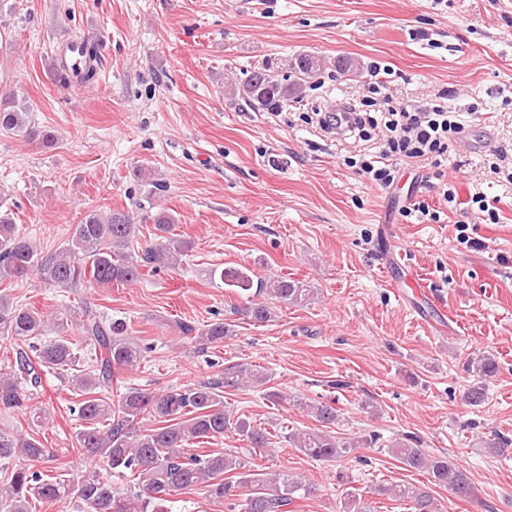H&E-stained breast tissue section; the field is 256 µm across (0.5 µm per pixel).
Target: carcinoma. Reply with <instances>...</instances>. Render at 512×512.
<instances>
[{"instance_id": "1", "label": "carcinoma", "mask_w": 512, "mask_h": 512, "mask_svg": "<svg viewBox=\"0 0 512 512\" xmlns=\"http://www.w3.org/2000/svg\"><path fill=\"white\" fill-rule=\"evenodd\" d=\"M297 75L291 82L279 78L267 67L256 68L237 87L244 106L253 111L279 112L295 98L298 80L309 78L321 68L316 57L305 56L288 64ZM0 134L22 136L29 142L49 143L52 134L36 126L28 106L11 96L0 97ZM152 219L154 238L138 250L135 218L111 211L102 215L90 211L74 226L64 247L51 253L41 251L21 233L8 211L0 212V283L23 280L35 274L49 287L65 288L80 297V304L55 319L53 326L64 332L76 326L82 339L93 346L96 373L76 369L77 352L67 339L46 338L47 320L33 307L18 305L0 291V335L21 342L15 349L11 371L0 373V409L22 407L24 385L39 382L40 372L53 370L65 375L78 396L76 407L83 429L76 435L82 456L106 464L112 475L130 476L133 486L118 492L112 483L95 471H84L77 480L64 474L42 471L53 461L51 449L34 437L20 438L0 431V512H36V505L62 503L73 512H163L168 496L183 490L200 489L214 502L232 501L238 512H290L293 504L309 498L312 486L285 471L272 476L256 473L244 460L223 451L195 452L193 445L204 439L224 437L232 432L252 448L270 444L268 432L224 405V393L246 384L263 386L270 381L263 371L245 364L224 367V376L209 382L171 388L162 393L129 387L114 400L109 396L118 373L141 364L143 350L127 337L121 322L104 319L98 305L82 295L83 288L125 285L140 282L179 265L190 244L172 233L177 221L172 213L159 210L144 214ZM219 276L227 287L254 291L259 302L246 300L235 314L265 323L279 304L307 302L310 289L285 276L254 279L243 266L228 267ZM180 333L198 342L219 345L231 333V324L222 319L202 327L177 324ZM497 371L495 360L484 355L476 366V378L464 392L471 406L485 398L487 382ZM320 427L308 432L288 433V443L316 461H340L353 450V442L332 434L336 409L329 404L306 405ZM153 426L142 428L144 416ZM405 467L425 471L430 483L446 486L461 499L473 494L467 474L446 456H431L421 448L418 437L405 435L386 445ZM20 458L24 464L9 467ZM245 489L238 494L237 490ZM379 495L410 503L411 512H438L431 489L413 483L380 486Z\"/></svg>"}]
</instances>
